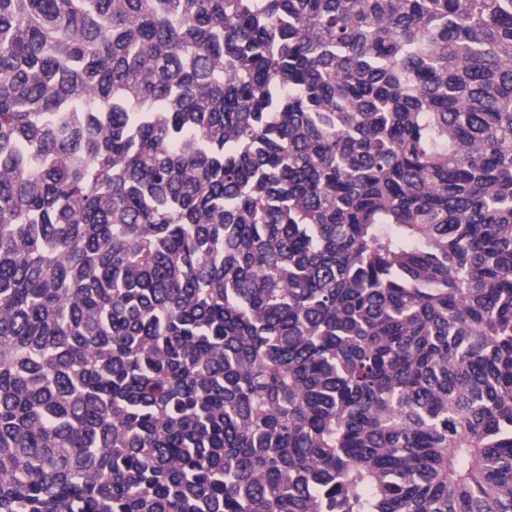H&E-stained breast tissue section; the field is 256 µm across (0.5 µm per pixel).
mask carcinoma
<instances>
[{"label": "carcinoma", "mask_w": 512, "mask_h": 512, "mask_svg": "<svg viewBox=\"0 0 512 512\" xmlns=\"http://www.w3.org/2000/svg\"><path fill=\"white\" fill-rule=\"evenodd\" d=\"M0 512H512V0H0Z\"/></svg>", "instance_id": "obj_1"}]
</instances>
